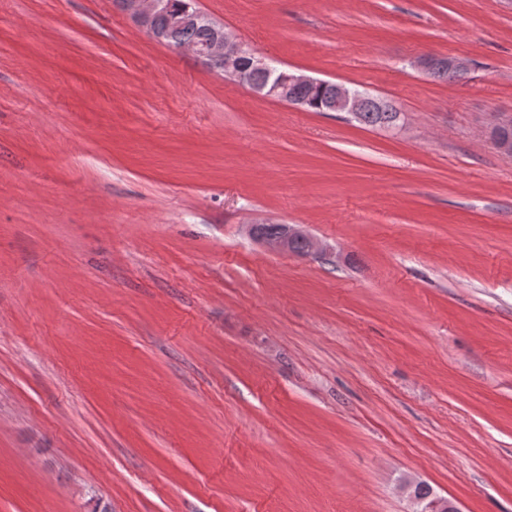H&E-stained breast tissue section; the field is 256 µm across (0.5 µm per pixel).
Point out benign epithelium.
Returning a JSON list of instances; mask_svg holds the SVG:
<instances>
[{
	"instance_id": "obj_1",
	"label": "benign epithelium",
	"mask_w": 512,
	"mask_h": 512,
	"mask_svg": "<svg viewBox=\"0 0 512 512\" xmlns=\"http://www.w3.org/2000/svg\"><path fill=\"white\" fill-rule=\"evenodd\" d=\"M120 7L134 20L136 25L144 30H151V23L154 16L169 10L167 0H120ZM187 24L205 25L216 30L215 38L203 49L191 50L194 55L216 65L224 72V76L236 80L245 78V71L242 69L243 60L250 61L253 68L267 69L272 71L276 66L269 63L262 57H256L245 51L243 45L237 38L224 30L206 14L196 11L173 13L170 15V26L179 28ZM280 81L295 85H310L317 82V79L302 73L297 69L283 70L279 74ZM364 97L342 84L336 85V102L333 107L336 111L356 113L360 111ZM304 231L295 227H287L286 234L277 241L266 240L263 245L271 252L288 251V238L294 235H302Z\"/></svg>"
}]
</instances>
